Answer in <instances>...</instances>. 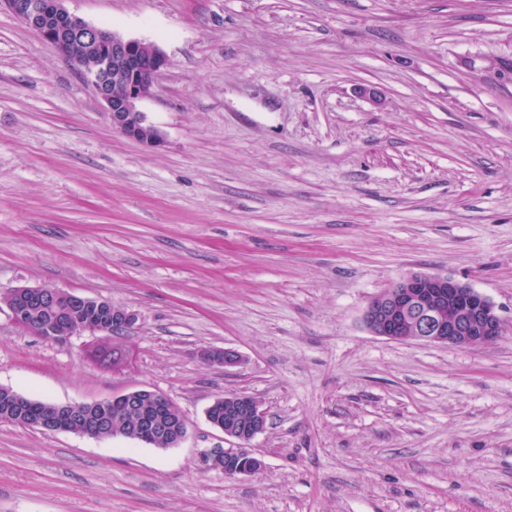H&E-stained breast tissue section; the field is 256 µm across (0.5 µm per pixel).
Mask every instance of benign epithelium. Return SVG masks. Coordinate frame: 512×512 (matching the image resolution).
<instances>
[{"instance_id": "1", "label": "benign epithelium", "mask_w": 512, "mask_h": 512, "mask_svg": "<svg viewBox=\"0 0 512 512\" xmlns=\"http://www.w3.org/2000/svg\"><path fill=\"white\" fill-rule=\"evenodd\" d=\"M66 0H0V9L9 10L18 20L36 31L59 55L69 59L78 47L87 56L82 72L105 104L112 127L125 136L149 146L161 144V131L148 122L138 108L151 94L154 81L167 65L164 53L153 43L127 39L115 32L90 24L70 14ZM12 318L33 302L58 310L94 306L107 315L104 324H83L81 331L104 340L131 328L137 321L132 311L95 298L88 300L71 292L51 287L16 288L4 296ZM365 323L376 336L399 340L412 330L419 340L469 349L488 344L502 335L501 320L493 305L469 285L443 275L412 274L396 282L369 303ZM202 356L224 370L242 364V357L232 348L207 349ZM80 404L60 407L54 422H40L52 430L77 414ZM224 436L241 442L255 437L266 426V415L259 403L245 394L231 397L224 422L211 421ZM148 435L164 433L171 445L178 446L187 434L184 428H162L161 420L146 419L141 424ZM204 469L230 468L237 475L250 474L263 466V460L250 448H213L200 456Z\"/></svg>"}]
</instances>
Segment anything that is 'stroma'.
Instances as JSON below:
<instances>
[{"instance_id": "35a3bbf8", "label": "stroma", "mask_w": 512, "mask_h": 512, "mask_svg": "<svg viewBox=\"0 0 512 512\" xmlns=\"http://www.w3.org/2000/svg\"><path fill=\"white\" fill-rule=\"evenodd\" d=\"M167 58L113 129L80 70L0 11V296L132 310L58 342L0 303V387L59 405L167 395L174 448L0 423V512H512V0H66ZM377 90L373 104L366 90ZM412 274L471 285L494 343L373 335ZM232 348L241 367L204 362ZM244 393L265 465L204 470ZM4 301L14 321L17 319V314L28 308L33 302L47 304L58 310L94 306L108 317L106 323L95 325L84 323L87 319V315L85 314L69 316L65 313L59 314L57 311L46 306H32L27 316L18 325L41 337L50 336L51 333L55 341H62L76 333L86 331L98 335L103 341L106 337H111L114 334L131 328L137 321L135 313L124 307L116 306L109 300L99 298L88 300L71 292L45 286L13 289L4 296ZM64 318L65 323L61 326L60 330L76 329L80 324H84L80 330L75 331L73 334L60 336L57 335L53 329H55ZM48 329L53 331L49 333ZM223 399L224 402L221 398L216 399V405L210 410V417L215 420L220 419L224 423L212 420L208 414L207 419L214 427L221 430L225 437L247 443L263 432L266 426V415L255 399L245 394L232 396L226 414L224 413L225 397ZM248 436L252 438L246 441Z\"/></svg>"}]
</instances>
